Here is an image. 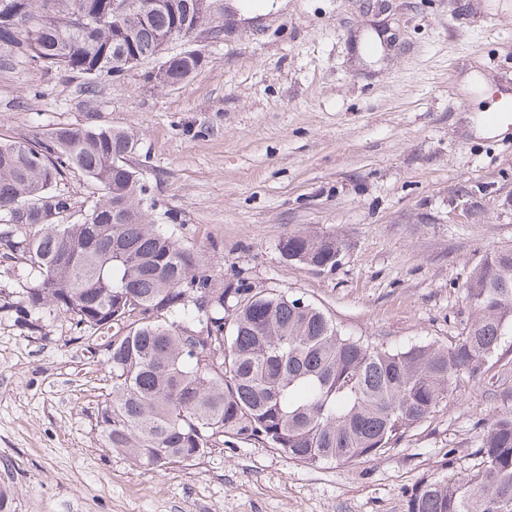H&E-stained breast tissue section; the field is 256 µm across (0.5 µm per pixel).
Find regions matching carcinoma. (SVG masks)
I'll return each mask as SVG.
<instances>
[{
	"label": "carcinoma",
	"instance_id": "carcinoma-1",
	"mask_svg": "<svg viewBox=\"0 0 512 512\" xmlns=\"http://www.w3.org/2000/svg\"><path fill=\"white\" fill-rule=\"evenodd\" d=\"M210 20L208 0H149L112 23V0H0V50L95 81L112 62L161 60L167 82L205 63L163 45ZM133 139L97 125L0 140V253L28 262L0 312L39 327L46 312L105 337L112 397L99 424L108 445L150 470L195 461L224 438L261 441L309 465L351 463L394 447L462 376L475 378L512 327V247L486 253L465 283L461 337L393 349L342 332L285 294L216 285L207 257L158 224V200L126 162ZM77 173L103 196L77 221L58 181ZM290 260L332 269V236L288 233ZM478 469L412 492L408 512H512V411L478 440Z\"/></svg>",
	"mask_w": 512,
	"mask_h": 512
}]
</instances>
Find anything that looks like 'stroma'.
Segmentation results:
<instances>
[{
	"label": "stroma",
	"mask_w": 512,
	"mask_h": 512,
	"mask_svg": "<svg viewBox=\"0 0 512 512\" xmlns=\"http://www.w3.org/2000/svg\"><path fill=\"white\" fill-rule=\"evenodd\" d=\"M206 63L152 81L144 62L96 93L0 52V138L92 123L133 135L139 170L176 239L217 282L275 289L388 348L447 346L463 288L512 245V131L482 138L477 112L512 91V0H284L263 14L211 0L173 55ZM304 230L342 244L335 269L288 260ZM112 381L98 339L44 315L0 313V490L7 512H407L419 484L472 473L478 437L512 411V329L383 455L318 466L225 440L156 472L105 444ZM205 63V57L196 49H187L174 56L165 58L161 61L158 69L165 67V80L164 71L156 70L154 80L161 84L163 79L167 84H177L191 78Z\"/></svg>",
	"instance_id": "obj_1"
}]
</instances>
